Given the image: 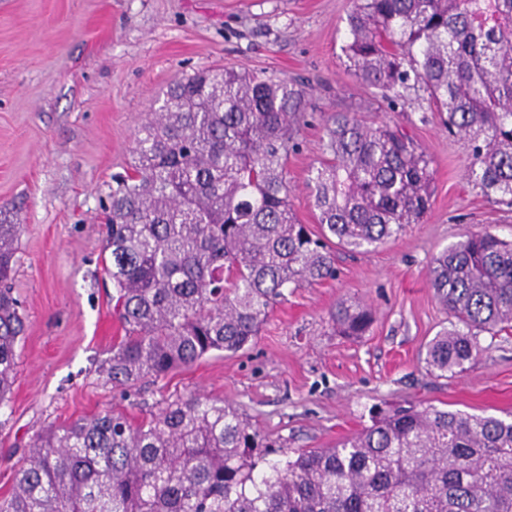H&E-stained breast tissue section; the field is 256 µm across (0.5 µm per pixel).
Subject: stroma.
I'll use <instances>...</instances> for the list:
<instances>
[{"instance_id":"1","label":"stroma","mask_w":512,"mask_h":512,"mask_svg":"<svg viewBox=\"0 0 512 512\" xmlns=\"http://www.w3.org/2000/svg\"><path fill=\"white\" fill-rule=\"evenodd\" d=\"M350 0H0V222L22 225L15 289L28 329L9 409L0 412V500L36 433L111 410L139 422L189 393L246 413L281 452L331 448L374 408L512 412V330L481 335L479 354L444 378L429 341L451 317L429 284L433 257L468 231L512 239V209L469 184L466 154L426 102L365 117L406 125L432 163V206L376 249L336 251V277L290 288L256 342L126 392L96 368L124 336L104 273L101 198L133 157L135 133L178 76L222 66L302 81L313 120L288 157L298 218L316 222L307 188L320 154L318 114L370 101L341 47ZM371 306L370 331L340 336L338 299Z\"/></svg>"}]
</instances>
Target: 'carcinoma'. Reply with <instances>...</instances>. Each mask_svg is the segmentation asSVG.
<instances>
[{
    "instance_id": "obj_1",
    "label": "carcinoma",
    "mask_w": 512,
    "mask_h": 512,
    "mask_svg": "<svg viewBox=\"0 0 512 512\" xmlns=\"http://www.w3.org/2000/svg\"><path fill=\"white\" fill-rule=\"evenodd\" d=\"M347 70L394 111L429 103L463 144L467 180L512 207V0H353ZM308 93L288 78L218 68L169 86L112 177L102 241L125 336L98 374L133 389L215 353L251 346L285 290L336 275V245L384 243L419 224L431 158L402 127L323 115L311 167L320 233L286 178ZM21 225L0 224V409L10 403L26 318L13 279ZM451 326L425 364L446 377L512 328V241L470 232L433 259ZM342 335L366 304L336 302ZM0 512H512V420L409 404L372 413L333 448L270 460L249 418L196 394L132 424L110 410L50 425L24 451Z\"/></svg>"
}]
</instances>
